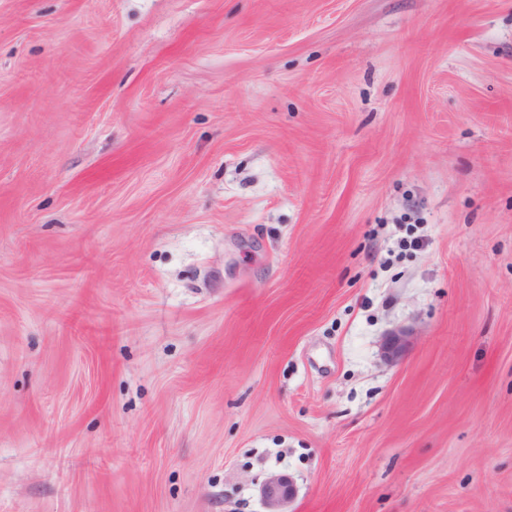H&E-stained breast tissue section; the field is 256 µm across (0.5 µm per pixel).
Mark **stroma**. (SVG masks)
I'll list each match as a JSON object with an SVG mask.
<instances>
[{
	"instance_id": "stroma-1",
	"label": "stroma",
	"mask_w": 512,
	"mask_h": 512,
	"mask_svg": "<svg viewBox=\"0 0 512 512\" xmlns=\"http://www.w3.org/2000/svg\"><path fill=\"white\" fill-rule=\"evenodd\" d=\"M274 470L512 512V0H0V512Z\"/></svg>"
}]
</instances>
